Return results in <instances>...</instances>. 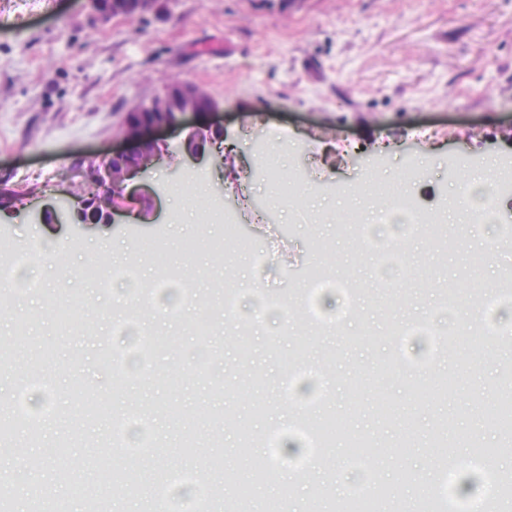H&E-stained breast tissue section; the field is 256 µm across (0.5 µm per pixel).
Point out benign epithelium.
<instances>
[{
    "label": "benign epithelium",
    "instance_id": "7a95c632",
    "mask_svg": "<svg viewBox=\"0 0 512 512\" xmlns=\"http://www.w3.org/2000/svg\"><path fill=\"white\" fill-rule=\"evenodd\" d=\"M144 2L152 4L154 0H144ZM142 3L138 0H90L94 12L104 20L117 16L135 18L142 14ZM215 111H217L215 106L202 110L190 107L176 113L173 119L159 117L156 113L147 111L142 105L127 112L119 135L125 148L113 154L112 158L100 167L87 173V177L98 181L102 193L113 196L116 202L102 211L95 212L94 216L84 219L82 215L88 208V202L74 200L73 212L79 217V223L110 224L112 215L116 212L142 214L141 207L148 204L150 194L140 189H130L128 185L132 179L142 177L159 163L167 151L166 140L155 135V132L175 128L189 129L183 141V150L196 159L205 153L206 145L212 142L214 135L224 134V128L215 124L192 125L189 118ZM115 160L124 162V166L118 171L110 168V164Z\"/></svg>",
    "mask_w": 512,
    "mask_h": 512
}]
</instances>
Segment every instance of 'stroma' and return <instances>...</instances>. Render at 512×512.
<instances>
[{
  "label": "stroma",
  "instance_id": "1",
  "mask_svg": "<svg viewBox=\"0 0 512 512\" xmlns=\"http://www.w3.org/2000/svg\"><path fill=\"white\" fill-rule=\"evenodd\" d=\"M174 81L210 93L219 114L202 120L221 121L234 151L194 159L183 133H167L169 157L138 180L154 195L150 223L123 212L110 224L40 222L27 199L74 192L119 149L128 108ZM261 140L292 198L256 177ZM499 159L512 160V0H168L107 22L87 0H0V190L16 197L0 212V340L26 331L0 359V406L26 415L0 455L12 512H90L96 498L152 512L163 487L164 512H350L355 485L328 478L338 465L365 473L384 512H419L441 454L460 462L474 446L499 448L494 468L512 475V427L486 422L512 394V345L474 349L460 328L467 307L477 329L494 323L483 298L512 275V245L485 259L475 242L512 232V192L491 217L470 213L468 232L449 231L444 253L413 229H381L361 204L417 164L425 178L411 193L443 213L461 179ZM190 170L208 180L187 203ZM215 196L228 223H201ZM354 209L359 223H343ZM127 266L134 278L113 280ZM184 275L193 308L176 300ZM320 275L358 288L342 299L349 318L327 294L306 300ZM219 280L235 289L230 323ZM308 301L319 322L305 319ZM421 321L452 328L455 354L430 360L426 338L404 335ZM326 375L331 397L310 385ZM421 382L431 392L418 399ZM296 409L332 423L329 448L309 451ZM121 418L133 421L122 444ZM353 438L374 446L358 465ZM174 470L193 483L168 484ZM229 480L250 495L210 499Z\"/></svg>",
  "mask_w": 512,
  "mask_h": 512
}]
</instances>
